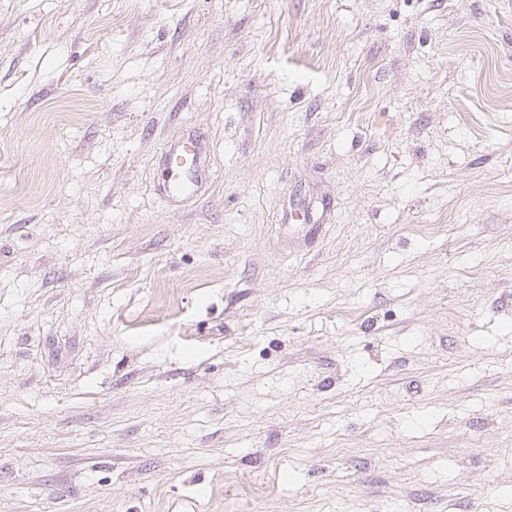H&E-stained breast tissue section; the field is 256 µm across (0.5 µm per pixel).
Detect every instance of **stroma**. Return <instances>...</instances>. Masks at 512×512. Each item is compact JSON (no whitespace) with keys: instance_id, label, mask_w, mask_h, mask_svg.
Here are the masks:
<instances>
[{"instance_id":"1","label":"stroma","mask_w":512,"mask_h":512,"mask_svg":"<svg viewBox=\"0 0 512 512\" xmlns=\"http://www.w3.org/2000/svg\"><path fill=\"white\" fill-rule=\"evenodd\" d=\"M511 296L512 0H0V512H512ZM190 152H187V149ZM171 167L165 180V191L171 197H189L196 194L207 177L206 154L198 139L189 138L182 143L165 148ZM186 157L187 162L179 166L178 159ZM172 164L173 167H172Z\"/></svg>"}]
</instances>
